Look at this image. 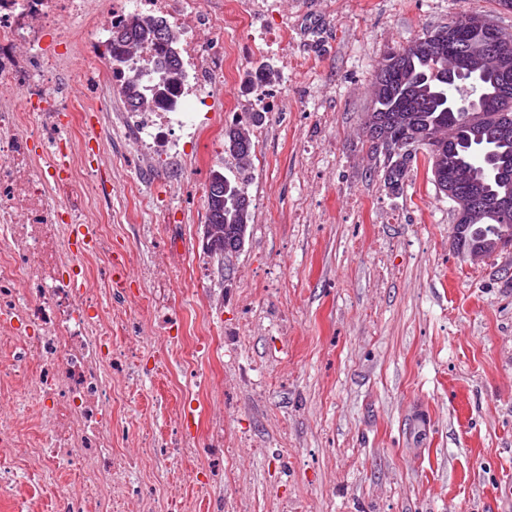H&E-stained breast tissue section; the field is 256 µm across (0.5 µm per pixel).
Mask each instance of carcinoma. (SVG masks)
<instances>
[{
  "mask_svg": "<svg viewBox=\"0 0 512 512\" xmlns=\"http://www.w3.org/2000/svg\"><path fill=\"white\" fill-rule=\"evenodd\" d=\"M462 21L458 17L402 48L386 52L372 82V107L366 113L363 133L375 141L386 140L383 154L387 186L403 188L416 156L406 152L410 140L425 151L427 171L436 190L445 195L468 196L476 201L470 220L454 226L459 252H495L501 234L512 235V83L504 85L490 56L491 37L474 36L467 45V65L478 67L475 78L448 81V39L442 34ZM178 34L152 16L130 14L112 26V76L128 108L147 104H175L173 92L185 78L180 57L170 53ZM150 57L137 58L142 47ZM153 77L151 86L143 77ZM224 153L234 161V178L212 171L205 192L207 224L218 233L217 243L233 242L247 230L251 200L246 186L252 169L251 128L235 122L224 128Z\"/></svg>",
  "mask_w": 512,
  "mask_h": 512,
  "instance_id": "cac0c4a2",
  "label": "carcinoma"
}]
</instances>
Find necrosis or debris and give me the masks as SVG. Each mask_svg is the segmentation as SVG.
Instances as JSON below:
<instances>
[{
  "label": "necrosis or debris",
  "instance_id": "1",
  "mask_svg": "<svg viewBox=\"0 0 512 512\" xmlns=\"http://www.w3.org/2000/svg\"><path fill=\"white\" fill-rule=\"evenodd\" d=\"M131 12L162 15L181 32L188 79L175 93L180 103L222 97L223 9L205 17L199 0H0V390L15 395L12 408H0V470L14 449L29 448L44 471L74 475L58 494L60 512H109L116 500L128 512H151L155 501L152 486L135 478L140 462L114 444L112 375L134 350L114 343L112 332L140 326L111 302L119 290L107 186L85 158L51 169L36 150L47 136L56 152L67 151L57 116L86 81L69 62L87 32L106 43ZM64 15L81 18L82 28L61 26ZM203 23L213 48L197 37ZM187 117L180 104L154 103L116 119L141 153L161 143L178 164L174 133L189 129ZM76 223L93 225L88 245L75 241ZM28 413L38 425L32 436L20 429Z\"/></svg>",
  "mask_w": 512,
  "mask_h": 512
}]
</instances>
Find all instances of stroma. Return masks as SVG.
<instances>
[{"instance_id":"stroma-1","label":"stroma","mask_w":512,"mask_h":512,"mask_svg":"<svg viewBox=\"0 0 512 512\" xmlns=\"http://www.w3.org/2000/svg\"><path fill=\"white\" fill-rule=\"evenodd\" d=\"M224 13L233 78L186 147L145 164L88 85L71 135L111 128L112 252L150 334L141 386L113 377L120 425L166 440L191 406L189 453L146 463L157 512H512V248L473 262L424 157L399 192L362 134L383 54L466 13L512 31L498 0H263ZM270 29V46L250 34ZM280 93L252 127L251 221L230 265L202 249L205 190L248 122V72ZM223 448L209 489L198 448Z\"/></svg>"}]
</instances>
